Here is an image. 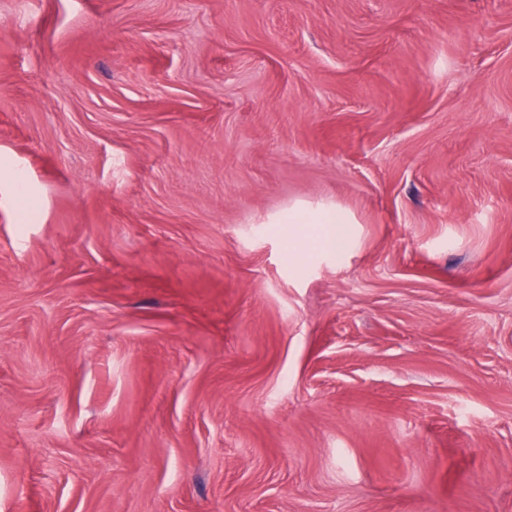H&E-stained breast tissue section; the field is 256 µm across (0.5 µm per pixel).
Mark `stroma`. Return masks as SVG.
Masks as SVG:
<instances>
[{"label":"stroma","instance_id":"1","mask_svg":"<svg viewBox=\"0 0 512 512\" xmlns=\"http://www.w3.org/2000/svg\"><path fill=\"white\" fill-rule=\"evenodd\" d=\"M0 512H512V0H0ZM321 224L322 243L329 251L342 254L348 244L347 224H353L349 215L338 206L316 210L288 209V223Z\"/></svg>","mask_w":512,"mask_h":512}]
</instances>
